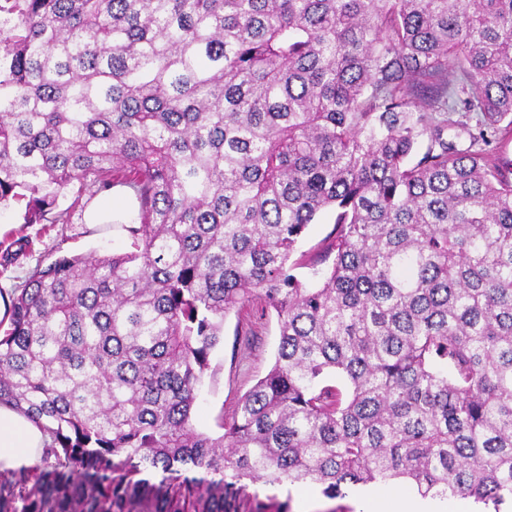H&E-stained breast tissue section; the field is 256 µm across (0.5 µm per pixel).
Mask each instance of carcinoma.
<instances>
[{"label":"carcinoma","instance_id":"cac0c4a2","mask_svg":"<svg viewBox=\"0 0 512 512\" xmlns=\"http://www.w3.org/2000/svg\"><path fill=\"white\" fill-rule=\"evenodd\" d=\"M510 142L512 0H0V207L65 231L138 202L125 251L10 295L0 406L50 443L0 512L512 496ZM326 210L331 262L292 260ZM255 298L277 353L213 437L198 387ZM122 193L119 190L101 195L98 201L85 214V227L95 229L100 224L112 221V212L119 206ZM86 224L88 226H86ZM362 488L346 490L345 497L328 499L311 487H289L290 512H357L360 505L369 504L360 498Z\"/></svg>","mask_w":512,"mask_h":512}]
</instances>
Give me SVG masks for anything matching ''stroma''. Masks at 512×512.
Returning a JSON list of instances; mask_svg holds the SVG:
<instances>
[{"label": "stroma", "instance_id": "35a3bbf8", "mask_svg": "<svg viewBox=\"0 0 512 512\" xmlns=\"http://www.w3.org/2000/svg\"><path fill=\"white\" fill-rule=\"evenodd\" d=\"M25 234L35 237L32 257L24 259L22 268H12L0 274V289L12 291L24 275L25 267L37 260H52L60 255L100 252H120L127 246L125 238L107 234L88 235L81 225H74L73 238L64 240L59 228L43 231L23 227ZM279 343L275 313L257 301L241 312L230 313L224 324V336L210 355V372L205 376L195 407L194 424L198 430L220 435L221 422L230 420L238 399L270 368ZM260 496H276L289 500L291 512H357L361 505L359 489H349L345 496L329 499L311 487L276 489L257 483L253 486Z\"/></svg>", "mask_w": 512, "mask_h": 512}]
</instances>
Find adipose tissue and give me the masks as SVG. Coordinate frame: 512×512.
I'll return each instance as SVG.
<instances>
[{
  "label": "adipose tissue",
  "instance_id": "adipose-tissue-1",
  "mask_svg": "<svg viewBox=\"0 0 512 512\" xmlns=\"http://www.w3.org/2000/svg\"><path fill=\"white\" fill-rule=\"evenodd\" d=\"M47 442V435L25 416L0 406V471L31 466Z\"/></svg>",
  "mask_w": 512,
  "mask_h": 512
}]
</instances>
